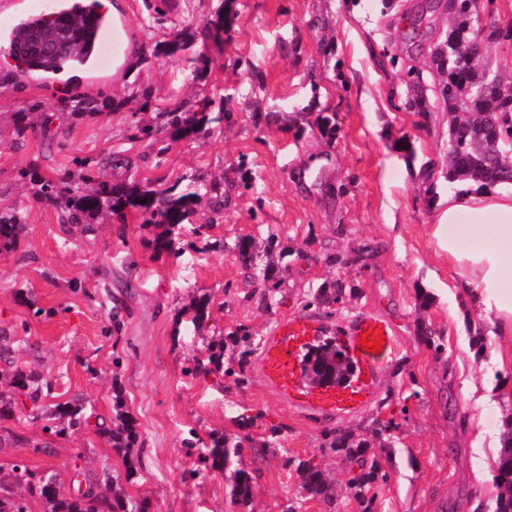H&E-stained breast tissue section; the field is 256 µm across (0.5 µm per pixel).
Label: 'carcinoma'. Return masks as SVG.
<instances>
[{"label": "carcinoma", "mask_w": 512, "mask_h": 512, "mask_svg": "<svg viewBox=\"0 0 512 512\" xmlns=\"http://www.w3.org/2000/svg\"><path fill=\"white\" fill-rule=\"evenodd\" d=\"M448 29L431 49V61L439 76L444 105L450 116L448 123V152L446 156V178L448 182L471 181L478 186H492L502 182H512V171L503 167L497 157L488 149L493 140L512 139V98L501 96L494 82L482 66L484 57L479 56L473 62L461 63L456 56H448L443 46L452 42L458 52L467 50L470 41L477 35L482 36L492 45L502 40H512V26L505 28L491 26L483 29L477 24L476 15L469 13L468 0H448ZM70 27L69 48L63 55L40 54L30 49L31 36L37 32L57 34L64 27ZM91 30L87 15L76 13L62 19H46L32 22L18 32L16 39L8 50V55L16 63L22 74L46 70H56L57 62L70 58L75 63L84 61L88 52V40ZM212 102L203 101L201 109L195 112H161V122L155 126H143L139 132L150 138L158 131L168 132L172 140L197 135L213 124H221L228 113L224 106L218 111L210 110ZM407 109L427 120L430 115L428 99L420 92L406 102ZM63 107L75 113H94L101 110L98 101L85 94H69L63 99ZM97 165L92 157L83 158L80 163L79 178L83 188L69 182L53 181L39 177V194L45 199L60 203L65 209L66 222L81 225L86 232L96 228L92 220L103 211H108L119 218L135 210L141 213L148 224L174 226L181 224L193 213V204L197 194L183 191L175 194L170 189L157 190L146 182L106 183L92 179L90 172ZM146 203H141V200ZM23 230L22 217L18 212H0V248L9 249L16 246ZM245 268L251 275L262 282L265 292L262 300H267L268 293L280 287L279 267L273 257L261 255L255 241L250 237L238 239L234 245ZM340 297L336 285L324 283L315 291L313 298L319 304L329 305L338 302ZM314 362L322 358L336 356L333 340H323L308 352ZM44 376L37 372L16 371L12 387L25 393L31 400L40 397ZM85 407L82 402H68L56 405L53 414L58 416L59 425L46 426L44 430L53 431L60 436L68 431L81 429L86 422ZM506 435L501 449L497 467V485L499 493L495 501V512H512V416L504 419ZM112 451L128 460L136 447V432L128 415L121 406L114 408L112 429L109 430ZM330 447L349 456L366 455L368 444L364 440H355L350 434L339 435L332 440ZM241 445L230 437L221 436L212 439V444L199 451V462L211 463V467L230 469L233 480L230 484L232 502L247 506L251 496V476L248 471L237 467ZM379 464L372 460L368 469L354 483V496L363 499V489L377 477ZM133 470L125 472V478L112 477V499L100 496H82L77 499L63 497L53 475L37 474L24 464L13 465L6 474L9 482L27 485L30 490L51 506L50 512H147L149 504L145 498H135L125 493L122 481H130ZM302 488L308 495L332 501L334 491L322 471L304 461L298 466Z\"/></svg>", "instance_id": "1"}]
</instances>
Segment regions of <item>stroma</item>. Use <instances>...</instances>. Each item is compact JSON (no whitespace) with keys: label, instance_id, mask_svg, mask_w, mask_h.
Returning a JSON list of instances; mask_svg holds the SVG:
<instances>
[{"label":"stroma","instance_id":"35a3bbf8","mask_svg":"<svg viewBox=\"0 0 512 512\" xmlns=\"http://www.w3.org/2000/svg\"><path fill=\"white\" fill-rule=\"evenodd\" d=\"M103 2L126 16L137 43L120 72L82 86L106 101L103 111L63 109L62 78L51 88L37 75L0 85V210L24 218L16 247L0 249V375L35 370L50 383L42 406L20 394L0 419V475L17 463L48 471L69 498L124 474L105 435L119 396L137 432L125 490L148 498L149 512H493L484 452L512 413V352L491 320L464 314L463 278L431 238L437 210L424 201L426 189L444 197L449 188L448 112L435 98L429 46L448 28L444 9L423 13L424 0ZM219 10L220 46L206 30ZM181 33L183 50L157 53ZM412 84L430 100L428 121L405 105ZM206 98L230 112L224 125L178 141L139 133L157 113ZM19 112L33 116L21 139ZM321 112L334 115L335 135L318 125ZM87 156L100 181L196 191L191 222L167 234L136 213L122 223L103 216L86 233L19 177L75 174ZM162 233L170 248L158 252ZM245 236L284 255L283 283L265 302L233 250ZM324 282L342 287L338 303L313 301ZM204 296L210 314L198 330L192 306ZM365 311L389 320L404 346L369 405L344 417L310 412L266 382L260 355L279 319L332 325ZM115 319L121 330L108 333ZM473 321L480 353L469 343ZM239 329L256 340L245 356L229 342ZM219 342L221 369L190 374ZM481 382L495 411L476 404L470 386ZM73 400L86 402L87 425L44 434L47 408ZM341 431L369 439L379 456L360 500V460L330 446ZM222 434L244 443L248 507L232 503L228 472L199 463L187 444ZM386 441L393 456L381 453ZM305 460L326 471L333 502L302 489Z\"/></svg>","mask_w":512,"mask_h":512}]
</instances>
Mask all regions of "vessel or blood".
I'll list each match as a JSON object with an SVG mask.
<instances>
[{"instance_id": "vessel-or-blood-1", "label": "vessel or blood", "mask_w": 512, "mask_h": 512, "mask_svg": "<svg viewBox=\"0 0 512 512\" xmlns=\"http://www.w3.org/2000/svg\"><path fill=\"white\" fill-rule=\"evenodd\" d=\"M11 27L0 30V41L11 42L15 31L32 21L33 5L29 0H13ZM48 15L65 16L72 13L95 14L105 33L123 29L122 20L97 8L94 0H48L44 6ZM382 331L381 352L371 353L361 346V336L368 330ZM325 326L320 319L295 316L277 322L263 348L261 366L269 384L301 406L346 415L370 403L375 395L379 374L400 354V344L393 324L373 313L356 316L349 324L336 330L338 341L345 348L353 371L345 382L329 385L309 383L299 363L302 349L320 336Z\"/></svg>"}]
</instances>
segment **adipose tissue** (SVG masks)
<instances>
[{"label": "adipose tissue", "instance_id": "adipose-tissue-1", "mask_svg": "<svg viewBox=\"0 0 512 512\" xmlns=\"http://www.w3.org/2000/svg\"><path fill=\"white\" fill-rule=\"evenodd\" d=\"M438 206L431 235L449 262L463 271L470 307L493 313L498 334L512 338V289L506 286L512 279V186L494 185L474 193L463 184ZM464 214L486 228L490 240L486 249L461 251L447 235V227Z\"/></svg>", "mask_w": 512, "mask_h": 512}]
</instances>
